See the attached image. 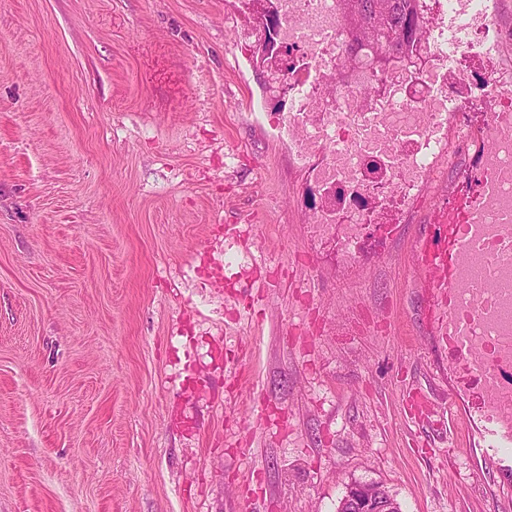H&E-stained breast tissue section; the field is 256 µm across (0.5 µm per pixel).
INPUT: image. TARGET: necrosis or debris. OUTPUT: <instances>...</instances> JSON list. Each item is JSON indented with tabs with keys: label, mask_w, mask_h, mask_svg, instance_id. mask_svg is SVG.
Segmentation results:
<instances>
[{
	"label": "necrosis or debris",
	"mask_w": 512,
	"mask_h": 512,
	"mask_svg": "<svg viewBox=\"0 0 512 512\" xmlns=\"http://www.w3.org/2000/svg\"><path fill=\"white\" fill-rule=\"evenodd\" d=\"M444 19L430 23L427 62L409 73L383 72L367 57L341 67L344 35L336 0H279L278 33L293 48L288 111L269 122L288 142L291 168L306 171L314 188L330 195L313 207V234L343 225L354 252L364 226L394 223L434 178L440 157L473 156L471 183L479 204L512 213V71L497 61L512 41L488 0H445ZM488 62L475 87L468 70L447 64L449 53ZM483 112L479 132L459 126L455 112Z\"/></svg>",
	"instance_id": "necrosis-or-debris-1"
}]
</instances>
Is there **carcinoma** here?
I'll return each instance as SVG.
<instances>
[{
	"label": "carcinoma",
	"instance_id": "cac0c4a2",
	"mask_svg": "<svg viewBox=\"0 0 512 512\" xmlns=\"http://www.w3.org/2000/svg\"><path fill=\"white\" fill-rule=\"evenodd\" d=\"M345 57L366 49L382 71L399 57H415L425 33V0H338Z\"/></svg>",
	"mask_w": 512,
	"mask_h": 512
}]
</instances>
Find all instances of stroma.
I'll return each mask as SVG.
<instances>
[{
    "label": "stroma",
    "mask_w": 512,
    "mask_h": 512,
    "mask_svg": "<svg viewBox=\"0 0 512 512\" xmlns=\"http://www.w3.org/2000/svg\"><path fill=\"white\" fill-rule=\"evenodd\" d=\"M240 0H0V512H512L448 416L420 233L311 236ZM372 484L352 483L349 485L340 508L346 512H395L394 506L396 500L393 498L381 499V495L376 494V488ZM398 510L401 508L398 502Z\"/></svg>",
    "instance_id": "stroma-1"
}]
</instances>
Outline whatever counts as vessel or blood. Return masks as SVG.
<instances>
[{
	"mask_svg": "<svg viewBox=\"0 0 512 512\" xmlns=\"http://www.w3.org/2000/svg\"><path fill=\"white\" fill-rule=\"evenodd\" d=\"M486 235L473 215L448 226L443 248L419 247L420 278L440 291L448 311L434 319L448 349V365L479 416L481 440L512 456V393L498 386L512 371V220Z\"/></svg>",
	"mask_w": 512,
	"mask_h": 512,
	"instance_id": "vessel-or-blood-1",
	"label": "vessel or blood"
}]
</instances>
